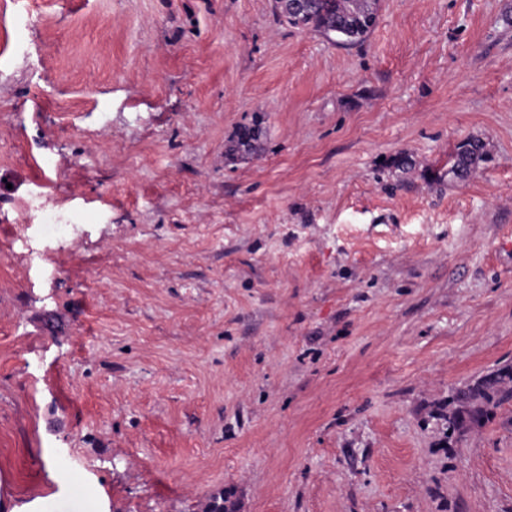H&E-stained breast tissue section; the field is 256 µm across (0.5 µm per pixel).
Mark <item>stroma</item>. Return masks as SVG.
<instances>
[{
  "label": "stroma",
  "mask_w": 512,
  "mask_h": 512,
  "mask_svg": "<svg viewBox=\"0 0 512 512\" xmlns=\"http://www.w3.org/2000/svg\"><path fill=\"white\" fill-rule=\"evenodd\" d=\"M25 4L0 512H512V401L453 445L434 419L512 364V0H380L354 45L271 0ZM38 185L64 241L20 222ZM263 131L260 124L244 128L238 135L231 139L225 147V153L229 157L255 153L260 145ZM486 161V152L483 145L478 140H466L458 147L454 162L448 174H453L455 178H466L473 169L480 163Z\"/></svg>",
  "instance_id": "stroma-1"
}]
</instances>
